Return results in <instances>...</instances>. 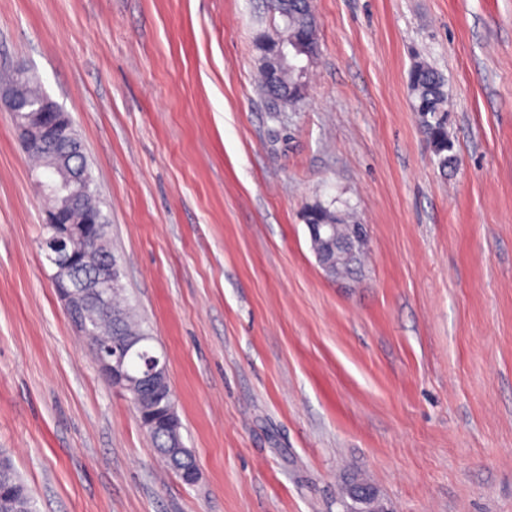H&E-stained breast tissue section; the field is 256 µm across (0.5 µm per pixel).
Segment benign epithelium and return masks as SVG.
Masks as SVG:
<instances>
[{
  "label": "benign epithelium",
  "instance_id": "obj_1",
  "mask_svg": "<svg viewBox=\"0 0 512 512\" xmlns=\"http://www.w3.org/2000/svg\"><path fill=\"white\" fill-rule=\"evenodd\" d=\"M295 55L301 61L303 80L300 86L304 87V77L314 55L296 42L275 40L274 52L263 58L261 66L265 68L268 78L273 80L285 60ZM26 77L25 71L18 70L12 76V83L0 86V107H6L10 112L20 132L24 150L30 153L47 147L56 154L79 156L72 119L60 105L46 95L35 104L25 103L15 95V83ZM41 187L47 203L46 225L50 234L42 239L40 247L53 268L51 279L71 322L81 335L104 347V353L96 360L101 374L113 387L136 396L140 401L144 395L154 393L163 395L165 399L170 398L172 387L164 353H154L153 366L144 373L132 375L128 370V356L134 350L149 345L150 337L102 336L98 332L99 326L88 319L94 308H112V293L118 279L117 267L112 263H101L93 278L80 285L75 283L76 269L93 259V252L104 237L103 222L98 213L84 210L79 218H72L73 211L80 209L84 198L95 191L87 161L80 160L75 170L62 181L47 179L41 183ZM366 245L367 228L360 224L354 228L350 238L336 242V252L352 256L358 250H365ZM139 418L142 424L154 429L176 425L169 407L143 411ZM349 495L355 503L350 512H388L373 490L365 485L352 487Z\"/></svg>",
  "mask_w": 512,
  "mask_h": 512
}]
</instances>
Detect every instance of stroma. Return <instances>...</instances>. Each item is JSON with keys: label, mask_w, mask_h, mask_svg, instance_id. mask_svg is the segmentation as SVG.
I'll list each match as a JSON object with an SVG mask.
<instances>
[{"label": "stroma", "mask_w": 512, "mask_h": 512, "mask_svg": "<svg viewBox=\"0 0 512 512\" xmlns=\"http://www.w3.org/2000/svg\"><path fill=\"white\" fill-rule=\"evenodd\" d=\"M304 98L256 87L269 0H0V82L71 116L199 479L100 374L40 248L42 172L0 110V452L37 512H512V0H313ZM447 80L440 174L408 91ZM367 225L361 276L314 200ZM148 432V431H147ZM150 437L155 443L158 454L160 455L162 461L165 465L176 472L179 473L188 467L191 464H196V460L191 450L188 448H180V453L178 457H170L167 454L168 443H170L173 439L171 434H168L166 430L158 429L154 432H148ZM199 475V469L197 465L190 467L181 473V479L184 483L188 485H193L196 483ZM350 498L356 506L351 507L350 512H388L379 501L377 495L370 487L356 485L349 491Z\"/></svg>", "instance_id": "stroma-1"}]
</instances>
